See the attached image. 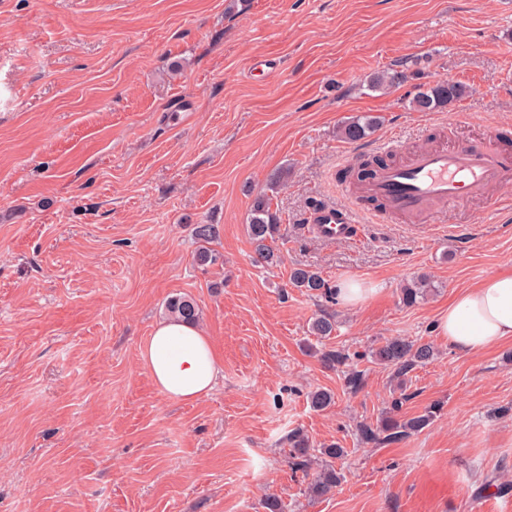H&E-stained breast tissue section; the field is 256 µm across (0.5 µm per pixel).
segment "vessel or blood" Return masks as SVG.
Wrapping results in <instances>:
<instances>
[{
    "instance_id": "b4317fda",
    "label": "vessel or blood",
    "mask_w": 512,
    "mask_h": 512,
    "mask_svg": "<svg viewBox=\"0 0 512 512\" xmlns=\"http://www.w3.org/2000/svg\"><path fill=\"white\" fill-rule=\"evenodd\" d=\"M497 137L492 130L480 141L423 149L408 161L374 167L364 178L363 191L389 211L409 216H434L448 204L488 197L492 185L512 181V153L495 147ZM357 222L352 208L320 205L309 231L319 239L349 242Z\"/></svg>"
}]
</instances>
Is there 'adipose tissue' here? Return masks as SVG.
<instances>
[{
    "label": "adipose tissue",
    "instance_id": "obj_1",
    "mask_svg": "<svg viewBox=\"0 0 512 512\" xmlns=\"http://www.w3.org/2000/svg\"><path fill=\"white\" fill-rule=\"evenodd\" d=\"M438 329L464 353H477L512 339V269L459 292L442 312ZM141 356L156 388L183 403L209 395L221 371L208 336L175 320L154 328Z\"/></svg>",
    "mask_w": 512,
    "mask_h": 512
}]
</instances>
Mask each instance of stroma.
<instances>
[{"label": "stroma", "mask_w": 512, "mask_h": 512, "mask_svg": "<svg viewBox=\"0 0 512 512\" xmlns=\"http://www.w3.org/2000/svg\"><path fill=\"white\" fill-rule=\"evenodd\" d=\"M383 71L396 83L371 89ZM439 81L466 93L413 110ZM360 114L379 119L365 145L400 137L398 161L512 128V0H0V512H512V341L462 353L437 328L512 267V209L430 224L369 201L357 242L312 237L315 206L351 203L337 129ZM264 193L284 226L271 267L247 233ZM199 224L219 227L207 266ZM297 266L370 294L292 288ZM422 275L431 291L403 305ZM176 295L224 367L192 403L141 359ZM394 337L435 356L396 379L371 354ZM317 390L334 404L314 410ZM397 398L402 418L437 412L365 441ZM296 432L344 448L329 496L292 471Z\"/></svg>", "instance_id": "stroma-1"}]
</instances>
